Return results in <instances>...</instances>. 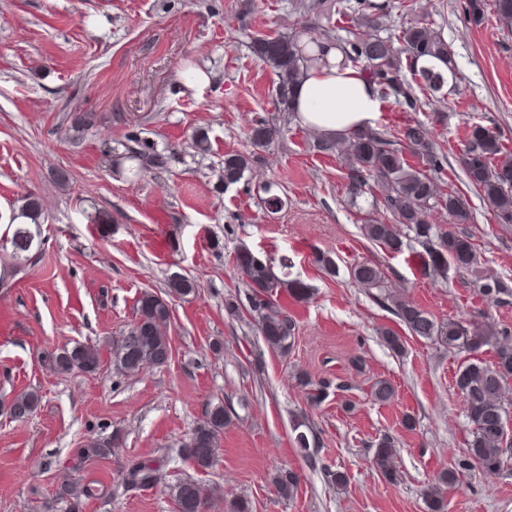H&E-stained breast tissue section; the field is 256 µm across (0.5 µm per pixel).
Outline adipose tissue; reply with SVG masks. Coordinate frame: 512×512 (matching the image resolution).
<instances>
[{
	"instance_id": "adipose-tissue-1",
	"label": "adipose tissue",
	"mask_w": 512,
	"mask_h": 512,
	"mask_svg": "<svg viewBox=\"0 0 512 512\" xmlns=\"http://www.w3.org/2000/svg\"><path fill=\"white\" fill-rule=\"evenodd\" d=\"M296 119L326 137L372 125L380 100L360 69L329 45L295 90Z\"/></svg>"
}]
</instances>
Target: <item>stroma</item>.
<instances>
[{
	"label": "stroma",
	"mask_w": 512,
	"mask_h": 512,
	"mask_svg": "<svg viewBox=\"0 0 512 512\" xmlns=\"http://www.w3.org/2000/svg\"><path fill=\"white\" fill-rule=\"evenodd\" d=\"M393 9L391 32L416 20L434 24L455 54L459 80L435 121L429 109L403 112L383 103L376 127L398 134L428 128L446 151L444 180L473 212L461 225L480 254L471 271L426 275L419 244L402 231L401 251L369 242L360 218L372 209L391 215L372 196L352 201L341 162L316 153L312 133L298 122L262 151L252 173L223 186L225 156L250 151V134L278 119L277 78L256 59L253 36L287 32L296 23L293 0H0V238L11 207L28 191L41 199L42 245L17 276L0 285V512H70L58 499L65 482L92 488L82 512H178L174 487L202 486L207 512H227L236 498L253 512H427L423 491L434 475L463 455L470 426L455 386L464 355L413 336L393 353L380 336L403 326L390 296L417 303L440 321L457 316L512 328V297L486 304L481 277L512 287V225L495 223L468 186L459 154L468 126L500 134L512 148V33L495 18L468 23L463 0H410ZM207 73L202 86L186 76ZM91 113L95 125L80 144L69 139L64 115ZM144 123L150 139L172 148L168 168L140 179L112 171L107 144ZM205 130L210 150L189 142ZM66 172L59 187L54 176ZM274 183L288 204L270 215L261 187ZM106 213L107 223L91 222ZM250 249L274 272L307 284L310 300L280 301L296 323L288 353L270 350L247 314L250 288L236 256ZM332 257L336 275L318 266ZM385 272L383 289L352 283L362 261ZM195 281V294L169 292L174 276ZM170 308L167 364L129 375L112 362L111 346L136 319L143 291ZM98 346L92 373L54 372L47 354L75 344ZM332 381L327 397L310 406L298 378ZM390 382V403L371 389ZM30 390L42 401L17 419L9 402ZM228 416L216 464L196 468L182 445L208 413ZM414 428H405V416ZM306 418L319 441L315 460L298 448L292 423ZM397 446L399 479L389 482L372 463L379 436ZM115 437L112 458L76 465L75 451ZM160 463L163 480L130 488L133 463ZM347 483H328L326 470ZM298 477L292 499L271 478ZM448 512H512V464L496 474L464 472L447 492Z\"/></svg>",
	"instance_id": "obj_1"
}]
</instances>
